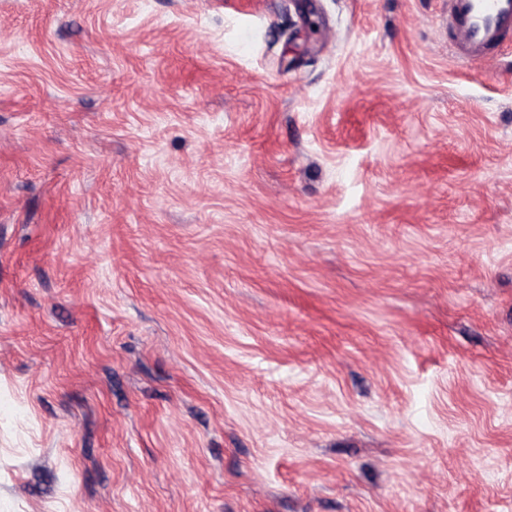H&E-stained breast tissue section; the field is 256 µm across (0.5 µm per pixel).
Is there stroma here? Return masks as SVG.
I'll list each match as a JSON object with an SVG mask.
<instances>
[{"instance_id": "obj_1", "label": "stroma", "mask_w": 512, "mask_h": 512, "mask_svg": "<svg viewBox=\"0 0 512 512\" xmlns=\"http://www.w3.org/2000/svg\"><path fill=\"white\" fill-rule=\"evenodd\" d=\"M448 0H0V512H512V46ZM443 26L454 31L460 57L482 62L487 51L512 31V0H448Z\"/></svg>"}]
</instances>
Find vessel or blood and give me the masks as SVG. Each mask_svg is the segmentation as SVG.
I'll return each mask as SVG.
<instances>
[{
  "label": "vessel or blood",
  "instance_id": "b4317fda",
  "mask_svg": "<svg viewBox=\"0 0 512 512\" xmlns=\"http://www.w3.org/2000/svg\"><path fill=\"white\" fill-rule=\"evenodd\" d=\"M443 25L453 30L460 57L482 62L512 32V0H448Z\"/></svg>",
  "mask_w": 512,
  "mask_h": 512
}]
</instances>
